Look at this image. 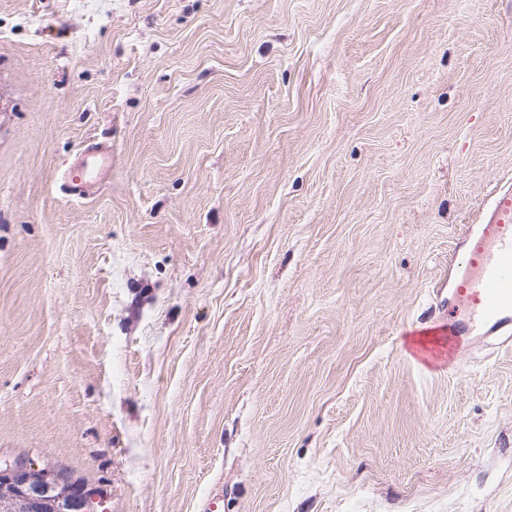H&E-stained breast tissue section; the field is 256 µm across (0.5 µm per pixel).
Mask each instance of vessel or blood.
Returning a JSON list of instances; mask_svg holds the SVG:
<instances>
[{
	"mask_svg": "<svg viewBox=\"0 0 512 512\" xmlns=\"http://www.w3.org/2000/svg\"><path fill=\"white\" fill-rule=\"evenodd\" d=\"M111 151L77 158L65 173L70 196L81 198L94 189L100 172L111 170ZM465 268L456 280V306L446 332L466 335L483 328L492 335L512 324V188L497 191L477 233L470 238Z\"/></svg>",
	"mask_w": 512,
	"mask_h": 512,
	"instance_id": "obj_1",
	"label": "vessel or blood"
}]
</instances>
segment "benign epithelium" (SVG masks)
<instances>
[{"label": "benign epithelium", "instance_id": "1", "mask_svg": "<svg viewBox=\"0 0 512 512\" xmlns=\"http://www.w3.org/2000/svg\"><path fill=\"white\" fill-rule=\"evenodd\" d=\"M96 495L60 470L19 459L0 464V512H94Z\"/></svg>", "mask_w": 512, "mask_h": 512}]
</instances>
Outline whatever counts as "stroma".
<instances>
[{"mask_svg":"<svg viewBox=\"0 0 512 512\" xmlns=\"http://www.w3.org/2000/svg\"><path fill=\"white\" fill-rule=\"evenodd\" d=\"M510 185L512 0H0V462L110 512H512L506 333L416 351ZM112 169V149L97 152L89 162L82 154L65 173V187L71 197L83 198L94 189L100 172Z\"/></svg>","mask_w":512,"mask_h":512,"instance_id":"obj_1","label":"stroma"}]
</instances>
